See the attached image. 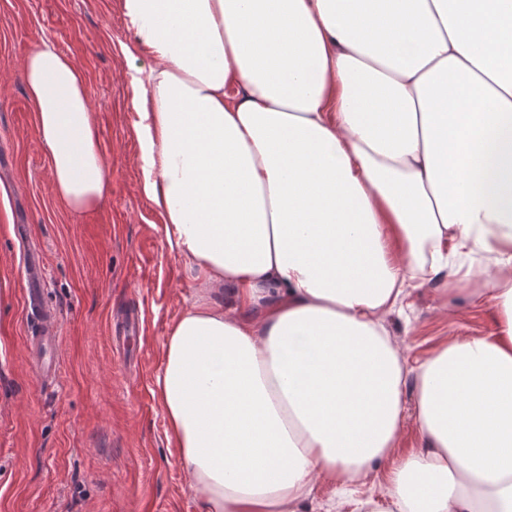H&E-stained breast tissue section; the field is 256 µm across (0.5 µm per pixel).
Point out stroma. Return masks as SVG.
I'll return each mask as SVG.
<instances>
[{
	"label": "stroma",
	"instance_id": "35a3bbf8",
	"mask_svg": "<svg viewBox=\"0 0 512 512\" xmlns=\"http://www.w3.org/2000/svg\"><path fill=\"white\" fill-rule=\"evenodd\" d=\"M122 0H0V512H198L166 440L155 390L166 331L196 283L143 191ZM51 41L83 72L111 164V191L76 212L52 187L21 64ZM38 254L61 364L42 379L25 337L26 261ZM471 289H412L388 328L418 359L447 336L490 330ZM385 468L345 498L316 485L306 512L384 502Z\"/></svg>",
	"mask_w": 512,
	"mask_h": 512
}]
</instances>
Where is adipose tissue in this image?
<instances>
[{
    "instance_id": "obj_1",
    "label": "adipose tissue",
    "mask_w": 512,
    "mask_h": 512,
    "mask_svg": "<svg viewBox=\"0 0 512 512\" xmlns=\"http://www.w3.org/2000/svg\"><path fill=\"white\" fill-rule=\"evenodd\" d=\"M123 10L143 189L198 283L156 389L199 512H297L383 461L391 512H512V0ZM23 76L56 196L95 206L83 72L45 41ZM451 275L493 328L409 365L387 320Z\"/></svg>"
}]
</instances>
